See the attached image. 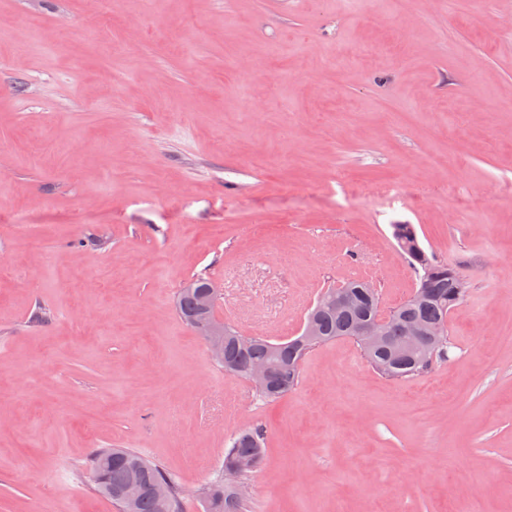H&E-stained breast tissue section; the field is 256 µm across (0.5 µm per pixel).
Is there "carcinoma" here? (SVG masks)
Returning <instances> with one entry per match:
<instances>
[{"label": "carcinoma", "instance_id": "cac0c4a2", "mask_svg": "<svg viewBox=\"0 0 512 512\" xmlns=\"http://www.w3.org/2000/svg\"><path fill=\"white\" fill-rule=\"evenodd\" d=\"M392 235L405 255L416 276L412 294L389 311L381 306L379 290L365 288L362 281H348L344 292L349 305L338 309L316 303L305 320L311 323L316 336H297L273 342L265 336H252L250 343L240 341L243 333L231 326H224V373L249 379L251 367L264 363L274 375L270 388L258 389L259 395L273 403L292 393L299 385L305 358L315 348L339 338L354 340L363 352L367 363L382 376L404 381L427 373L437 361L448 358L451 347L449 337L438 336L424 351L412 356L405 341L410 323L448 326L453 308L462 301L467 288L457 287V280L464 278L460 270L437 261L426 252L412 224L392 225ZM195 287L179 289L175 308L184 322L191 317L206 320L216 318V309L197 313L196 288L208 283L203 275L194 277ZM384 317L385 339L370 347L356 334L354 325L363 318ZM265 459L264 437L251 427H243L234 435L230 448L224 451V469L238 470L240 480L263 466ZM89 469L94 489L116 505L121 502L116 492L134 481L142 485L139 497L122 512H181L183 489L179 482L160 466L130 448H99L89 459ZM161 486L164 495L154 492ZM249 497L241 496L237 489L216 479L206 484V497L202 499L204 512H243Z\"/></svg>", "mask_w": 512, "mask_h": 512}]
</instances>
